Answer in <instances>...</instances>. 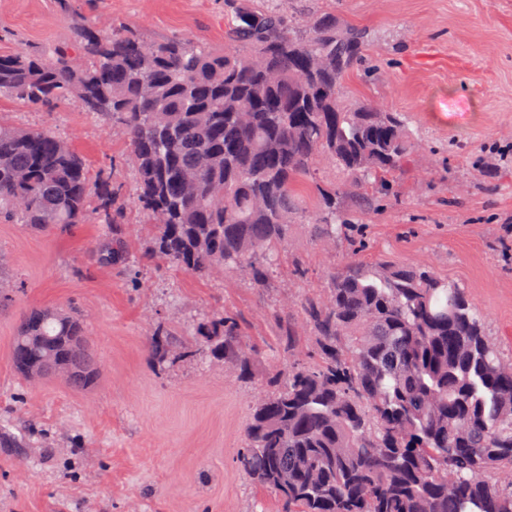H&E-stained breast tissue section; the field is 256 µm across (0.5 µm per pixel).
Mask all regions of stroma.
Here are the masks:
<instances>
[{
  "label": "stroma",
  "mask_w": 512,
  "mask_h": 512,
  "mask_svg": "<svg viewBox=\"0 0 512 512\" xmlns=\"http://www.w3.org/2000/svg\"><path fill=\"white\" fill-rule=\"evenodd\" d=\"M300 16L324 13L376 34L379 69L346 82L356 101L407 113L421 149L413 171L371 206L343 204L354 222L326 248L305 219L292 224L264 286L231 273L201 280L149 263L130 275L93 264L96 214L46 235L0 223V273L13 301L0 308V428L26 427L27 445L0 447V512H277L236 465L258 382L221 364L152 361L147 340L171 323L192 329L214 313L235 317L265 355L258 374L283 370L282 324L302 325L305 294H323L351 256L426 266L467 288L488 332L512 353V0H258ZM103 31L145 39L183 36L224 46V0H75ZM56 0H0V52L62 41ZM0 118L50 129L90 173L110 171L129 203L121 226L139 254L149 226L132 204L135 175L119 127L62 102L53 109L0 97ZM72 304L88 315L99 368L75 389L29 382L11 362L21 313Z\"/></svg>",
  "instance_id": "obj_1"
}]
</instances>
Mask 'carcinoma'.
Instances as JSON below:
<instances>
[{
    "label": "carcinoma",
    "instance_id": "carcinoma-1",
    "mask_svg": "<svg viewBox=\"0 0 512 512\" xmlns=\"http://www.w3.org/2000/svg\"><path fill=\"white\" fill-rule=\"evenodd\" d=\"M69 38L34 53H0V95L35 107L71 101L118 125L149 235L142 258L199 279L220 268L260 286L305 213L336 243L351 222L346 196L383 191L411 170L418 143L401 112L347 100L346 78L374 36L330 16L224 0V49L171 37L104 32L57 0ZM84 65L77 69L73 59ZM342 176L318 180L319 156ZM97 196L101 266L127 271L118 229L124 200L102 171L50 130L0 122V223L56 234L81 224ZM312 345L267 377L250 408L238 467L278 512H512V357L487 332L467 289L416 265L353 257L326 297L301 305ZM85 315L31 307L19 319L12 364L27 380L68 372L87 389L97 365ZM174 325L148 349L159 363L205 357L238 377L260 363L233 317L212 315L182 342Z\"/></svg>",
    "mask_w": 512,
    "mask_h": 512
}]
</instances>
